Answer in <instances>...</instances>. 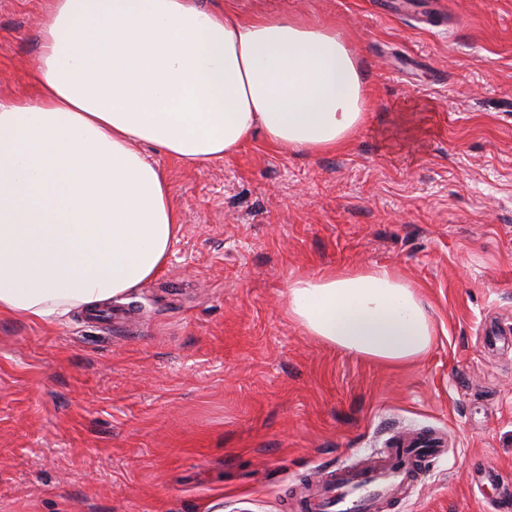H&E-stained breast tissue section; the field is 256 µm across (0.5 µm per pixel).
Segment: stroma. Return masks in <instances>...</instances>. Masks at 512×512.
Instances as JSON below:
<instances>
[{
	"instance_id": "obj_1",
	"label": "stroma",
	"mask_w": 512,
	"mask_h": 512,
	"mask_svg": "<svg viewBox=\"0 0 512 512\" xmlns=\"http://www.w3.org/2000/svg\"><path fill=\"white\" fill-rule=\"evenodd\" d=\"M336 25L370 73L338 150L255 137L194 168L166 265L83 311L0 316V512H294L321 471L440 429L447 456L387 512H495L512 496V0H224ZM47 0H0V98L29 89ZM399 269L437 327L390 366L288 317L295 278Z\"/></svg>"
}]
</instances>
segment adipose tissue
<instances>
[{"label":"adipose tissue","mask_w":512,"mask_h":512,"mask_svg":"<svg viewBox=\"0 0 512 512\" xmlns=\"http://www.w3.org/2000/svg\"><path fill=\"white\" fill-rule=\"evenodd\" d=\"M31 92L0 98V315L44 323L133 292L180 228L165 154L202 167L255 132L318 154L363 125L369 74L335 27L198 0H51ZM288 317L388 364L435 326L390 266L299 277Z\"/></svg>","instance_id":"adipose-tissue-1"}]
</instances>
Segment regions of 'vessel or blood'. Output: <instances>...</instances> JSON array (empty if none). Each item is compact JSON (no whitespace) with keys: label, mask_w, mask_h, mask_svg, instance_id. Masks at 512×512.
Here are the masks:
<instances>
[{"label":"vessel or blood","mask_w":512,"mask_h":512,"mask_svg":"<svg viewBox=\"0 0 512 512\" xmlns=\"http://www.w3.org/2000/svg\"><path fill=\"white\" fill-rule=\"evenodd\" d=\"M447 451L437 432L406 439L392 436L389 447L366 456L363 464L324 474L320 487L299 499V512H380L398 491L412 487L427 459Z\"/></svg>","instance_id":"obj_1"}]
</instances>
